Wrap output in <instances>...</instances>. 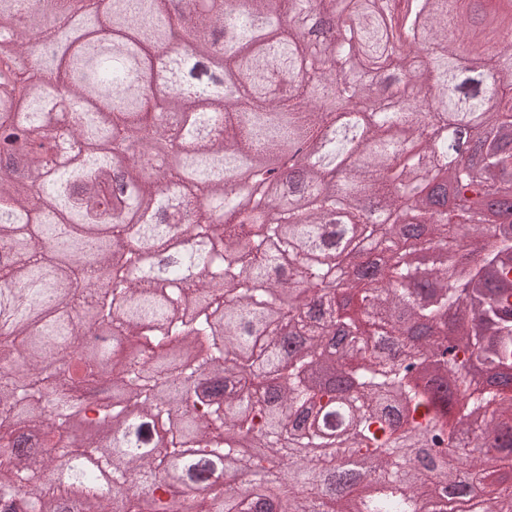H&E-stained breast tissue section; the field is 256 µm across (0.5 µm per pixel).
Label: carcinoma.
Listing matches in <instances>:
<instances>
[{
	"label": "carcinoma",
	"mask_w": 512,
	"mask_h": 512,
	"mask_svg": "<svg viewBox=\"0 0 512 512\" xmlns=\"http://www.w3.org/2000/svg\"><path fill=\"white\" fill-rule=\"evenodd\" d=\"M94 32L139 44L144 60L184 0H81ZM338 41L308 50L286 21L336 10V0H211L184 30L204 50L230 35L224 90L207 74L182 80L149 116L120 51L91 43L55 57L38 79L15 70L0 82V129L10 148L0 167V512H454L455 499H481L483 512H512V233L482 245L491 231L484 206L468 219L435 202L432 181L448 168V118H473L481 139L512 128V52L490 46L486 21L512 17V0H342ZM52 44L73 20L74 0H54ZM270 35L253 38L255 20ZM394 75L406 109L368 112L359 137L333 114L368 94L358 75ZM501 75L498 104L458 83L462 71ZM72 82L71 112L58 126L56 90ZM72 162L46 157L57 136ZM314 163L290 190L308 208L271 203L258 184V213L244 214L225 189L241 163L266 167L298 138ZM166 142L173 162L158 193L136 162L123 168L128 193L112 199L116 162ZM354 156L334 189L324 179ZM484 170L512 182V147L492 141ZM455 199L482 194L466 166L448 172ZM153 206L158 218L123 224L114 212ZM412 207L451 250L430 271L405 262L399 211ZM339 216L350 232L344 259L376 267L346 293L311 296L336 253L324 246ZM179 227L184 265L159 274L135 252L112 259L92 229L112 240L134 236L163 245ZM68 257L61 265L58 258ZM112 278V287L98 283ZM297 296L284 305L285 291ZM132 341L111 354L109 381L119 400L92 399L87 386L103 362L83 337ZM455 365L478 362L474 378L456 373L439 388L415 369L444 341ZM278 372L269 385L251 369ZM339 448L357 460L355 477L336 478ZM417 448L433 467L402 470ZM249 477L238 492L221 465ZM112 478L101 491L95 473Z\"/></svg>",
	"instance_id": "1"
}]
</instances>
